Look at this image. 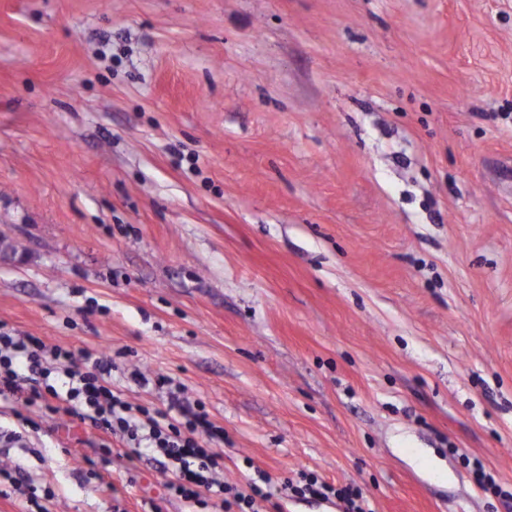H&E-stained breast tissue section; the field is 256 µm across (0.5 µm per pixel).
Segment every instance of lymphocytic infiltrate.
<instances>
[{
	"mask_svg": "<svg viewBox=\"0 0 512 512\" xmlns=\"http://www.w3.org/2000/svg\"><path fill=\"white\" fill-rule=\"evenodd\" d=\"M74 357L72 351L46 345L39 337L0 331V400L20 398L48 413L90 421L104 434L122 436L134 447H146L172 472L167 488L187 506H204L213 498L221 507L259 512V502L270 497L263 489L268 475L258 472L246 493L218 481L220 456L213 446L223 442L224 428L204 405L189 406L176 397L164 411L132 404L112 383L111 358L86 351L84 364L78 367ZM302 479L293 488L295 495L337 500L342 512H371L356 487L338 488L307 473Z\"/></svg>",
	"mask_w": 512,
	"mask_h": 512,
	"instance_id": "f902f5d3",
	"label": "lymphocytic infiltrate"
}]
</instances>
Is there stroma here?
I'll return each mask as SVG.
<instances>
[{
	"label": "stroma",
	"mask_w": 512,
	"mask_h": 512,
	"mask_svg": "<svg viewBox=\"0 0 512 512\" xmlns=\"http://www.w3.org/2000/svg\"><path fill=\"white\" fill-rule=\"evenodd\" d=\"M0 326L182 386L264 512H512V0H0ZM1 430L0 512L184 510L90 422ZM302 482H305L301 486L289 483V489H291L295 495L306 497L310 495L317 497L325 501L332 499L337 500L340 504L338 505L342 512H372V509L368 508L369 505L367 500L364 498L360 489L354 486H345L336 489V487L330 483H327L313 474L301 473ZM291 486V487H290Z\"/></svg>",
	"instance_id": "stroma-1"
}]
</instances>
